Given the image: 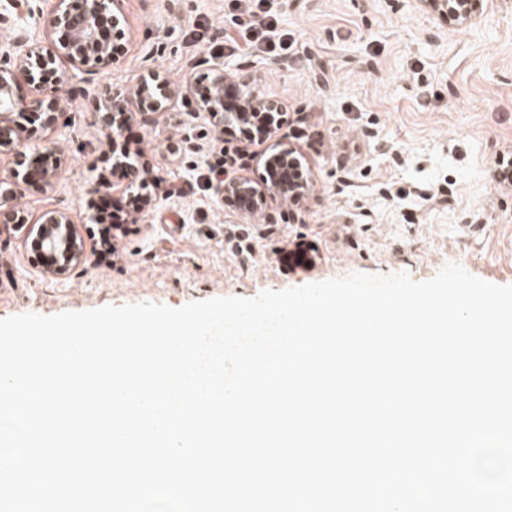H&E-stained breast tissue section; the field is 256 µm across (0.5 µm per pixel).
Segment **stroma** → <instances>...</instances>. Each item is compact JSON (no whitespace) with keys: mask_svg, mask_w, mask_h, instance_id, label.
<instances>
[{"mask_svg":"<svg viewBox=\"0 0 512 512\" xmlns=\"http://www.w3.org/2000/svg\"><path fill=\"white\" fill-rule=\"evenodd\" d=\"M293 55L226 58L237 78L246 64L257 90L284 103L281 144L310 170L309 196L270 202L268 224L245 219L202 176L233 156L241 136L180 97L119 140L160 176L141 207L112 169V146L94 114L107 92L136 86L148 69L172 86L203 80L189 57L223 51L234 0H124L123 51L100 65L78 96L55 91L65 125L18 116L30 146L53 140L50 183L22 184L20 229L0 235V318L43 316L107 305L194 300L283 290L345 276L434 277L447 263L495 284H512V185L495 177L512 153V0H489L481 20L457 28L418 0H277ZM207 41H199V32ZM121 218L117 258L90 244L84 264L57 276L35 251L33 227L51 209L70 212L77 232L97 230L89 183ZM251 255L238 253V244ZM301 245L310 267L288 265L280 248Z\"/></svg>","mask_w":512,"mask_h":512,"instance_id":"35a3bbf8","label":"stroma"}]
</instances>
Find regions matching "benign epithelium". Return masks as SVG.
<instances>
[{"label":"benign epithelium","instance_id":"1","mask_svg":"<svg viewBox=\"0 0 512 512\" xmlns=\"http://www.w3.org/2000/svg\"><path fill=\"white\" fill-rule=\"evenodd\" d=\"M435 17L448 25L472 26L479 21L483 0H419ZM122 0H56V6L45 11L38 0H5L0 4V25L16 29L13 42L0 54V105L6 110L31 109L44 116L48 127L55 126L62 114L58 98L50 93L27 100L14 88L20 77L34 78L35 70H46L56 58L65 57L74 69L86 75L97 73L96 66L118 53L115 40L122 37L120 13ZM62 31L60 40L43 45L36 33ZM186 67L192 71L205 67L211 78L205 85L188 83L182 88L183 97L192 98L197 110L222 116L229 127H239L249 138H273L280 130L282 104L260 95L246 81L233 83L224 76V62L219 56L196 54ZM177 92L170 82L150 69L139 84L125 93H110L98 112L95 122L112 141H117L132 117L142 120L166 112ZM0 151L13 155L16 166L25 170V179L47 182L52 177L40 166L39 152L27 150L21 144L17 130L0 113ZM112 167L123 172L125 187L140 185V175L146 168L124 154H112ZM312 189L310 177L302 174L300 159L291 149H279L270 159L268 180L258 188L247 178L224 173L216 180L215 191L232 203L242 217L265 215L267 223L273 216L266 213L267 202H286L302 198ZM21 193L19 185L0 180V233L16 223V211L11 201ZM36 239L52 259L44 273L60 271L82 264L87 256L85 242L78 234L72 217L63 210L42 214L36 227Z\"/></svg>","mask_w":512,"mask_h":512}]
</instances>
